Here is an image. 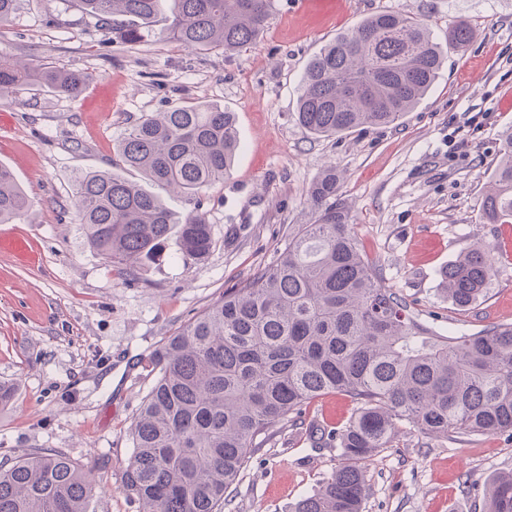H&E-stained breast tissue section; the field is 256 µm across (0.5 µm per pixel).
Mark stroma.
Masks as SVG:
<instances>
[{
	"mask_svg": "<svg viewBox=\"0 0 512 512\" xmlns=\"http://www.w3.org/2000/svg\"><path fill=\"white\" fill-rule=\"evenodd\" d=\"M385 11L416 17L444 43L463 21L474 39L463 52L445 43L439 78L396 124L310 135L295 116L306 63ZM0 53L91 77L74 98L37 84L0 97V165L30 202L21 219L0 224V238L21 237L41 255L28 266L0 249V384L12 389L0 405V461L65 453L95 482L89 512H139L122 482L155 349L276 261L289 226L308 223V191L327 166L342 177L363 254L438 334L512 323V224L483 223L480 210L500 133L512 126V0H275L257 41L231 55L152 37L129 47L73 0H20L0 25ZM183 101L237 114L235 165L199 195L212 250L202 262L172 253L118 275L77 221L75 179L111 170L127 128ZM478 241L495 246L499 273L461 309L438 271ZM336 464V449L278 425L224 512H292ZM509 470L512 436L430 440L405 425L364 465V512H484L489 483Z\"/></svg>",
	"mask_w": 512,
	"mask_h": 512,
	"instance_id": "1",
	"label": "stroma"
}]
</instances>
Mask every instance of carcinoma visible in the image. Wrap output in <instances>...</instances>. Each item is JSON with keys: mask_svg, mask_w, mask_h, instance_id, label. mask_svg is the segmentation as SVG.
Returning <instances> with one entry per match:
<instances>
[{"mask_svg": "<svg viewBox=\"0 0 512 512\" xmlns=\"http://www.w3.org/2000/svg\"><path fill=\"white\" fill-rule=\"evenodd\" d=\"M112 22L120 42L155 36L191 50L235 53L263 32L274 0H76ZM167 9L166 24L156 28ZM472 27L448 28L464 51ZM443 48L421 21L383 12L342 32L305 67L297 120L329 138L398 122L428 93ZM89 76L32 66L0 54V96L40 84L69 96ZM493 189L481 202L486 224H512V127L501 132ZM239 148L236 113L183 102L144 115L118 144L135 169L192 205L182 217L115 172L82 173L74 185L88 245L120 273L143 269L170 242L205 260L211 225L197 196L231 171ZM336 169L309 190L311 222L295 224L276 263L256 271L168 336L153 355L156 378L131 426L133 456L123 491L141 512H222L225 493L281 423L316 448H337L332 475L293 512H363L364 463L409 424L430 439L512 435V324L455 338L435 333L408 309L361 253ZM28 199L0 165V224ZM498 275L490 248L472 247L440 271L442 291L473 305ZM356 404L344 424L306 425L307 407L329 394ZM89 475L60 453H27L0 464V512H88ZM486 512H512V472L492 479Z\"/></svg>", "mask_w": 512, "mask_h": 512, "instance_id": "1", "label": "carcinoma"}]
</instances>
